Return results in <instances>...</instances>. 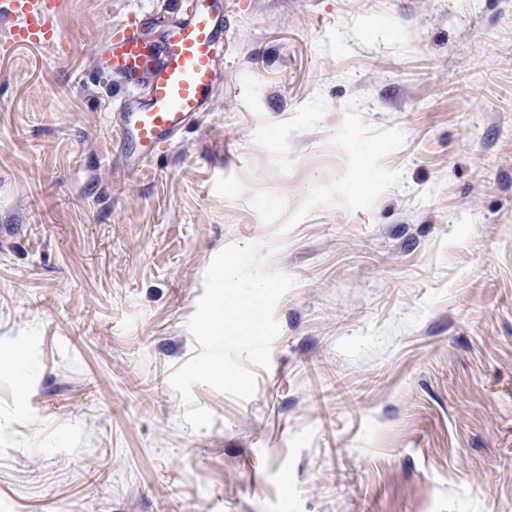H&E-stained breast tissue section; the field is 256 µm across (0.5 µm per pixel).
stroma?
I'll list each match as a JSON object with an SVG mask.
<instances>
[{
  "label": "stroma",
  "instance_id": "1",
  "mask_svg": "<svg viewBox=\"0 0 512 512\" xmlns=\"http://www.w3.org/2000/svg\"><path fill=\"white\" fill-rule=\"evenodd\" d=\"M0 27V512H512V0H224L212 105L112 163L108 26ZM295 278L256 392L171 374L206 270Z\"/></svg>",
  "mask_w": 512,
  "mask_h": 512
}]
</instances>
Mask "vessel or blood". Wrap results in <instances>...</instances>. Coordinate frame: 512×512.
Listing matches in <instances>:
<instances>
[{
  "label": "vessel or blood",
  "instance_id": "b4317fda",
  "mask_svg": "<svg viewBox=\"0 0 512 512\" xmlns=\"http://www.w3.org/2000/svg\"><path fill=\"white\" fill-rule=\"evenodd\" d=\"M59 6V0H0V16L12 22L13 43L38 45L57 35ZM223 32L222 0H192L168 25L161 46L135 29L106 31L96 43L95 52L139 89L111 115L113 151L125 168H142L208 110Z\"/></svg>",
  "mask_w": 512,
  "mask_h": 512
}]
</instances>
